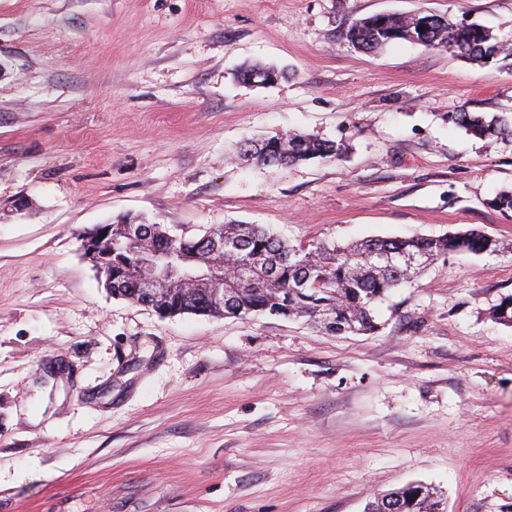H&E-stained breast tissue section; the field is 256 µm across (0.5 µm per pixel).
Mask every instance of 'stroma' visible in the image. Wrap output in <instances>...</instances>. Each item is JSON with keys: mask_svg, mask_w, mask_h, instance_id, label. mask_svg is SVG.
<instances>
[{"mask_svg": "<svg viewBox=\"0 0 512 512\" xmlns=\"http://www.w3.org/2000/svg\"><path fill=\"white\" fill-rule=\"evenodd\" d=\"M422 10L512 40V0H0V512H364L418 481L512 507V70L345 37ZM284 71L269 86L236 74ZM340 158L235 159L285 131ZM24 210H16V200ZM271 227L292 245L477 229L394 288L372 334L113 298L87 231ZM450 119L469 134L480 139L512 137V122L500 116L489 117L484 114L462 111L451 115Z\"/></svg>", "mask_w": 512, "mask_h": 512, "instance_id": "1", "label": "stroma"}]
</instances>
